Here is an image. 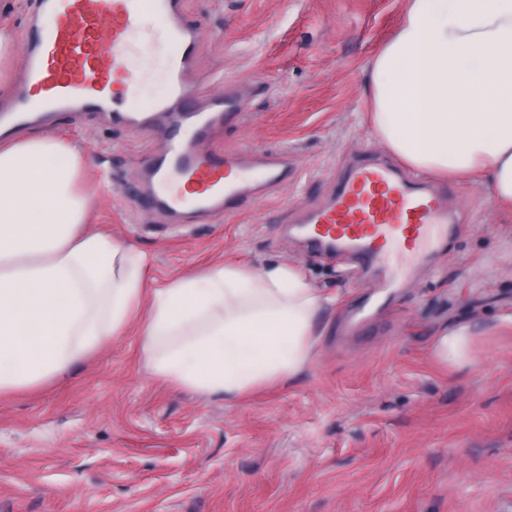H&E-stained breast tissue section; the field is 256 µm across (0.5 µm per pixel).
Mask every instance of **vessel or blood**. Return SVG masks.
Returning a JSON list of instances; mask_svg holds the SVG:
<instances>
[{"label": "vessel or blood", "instance_id": "b4317fda", "mask_svg": "<svg viewBox=\"0 0 512 512\" xmlns=\"http://www.w3.org/2000/svg\"><path fill=\"white\" fill-rule=\"evenodd\" d=\"M53 16L50 26H29L21 66L26 82L17 94L12 119L37 113L108 112L117 123L136 125L137 113L124 109L147 77L138 59L165 52L169 96L156 103L172 115L174 133L154 154L149 179L136 195L139 207L176 214L232 215L255 186L288 177V155L268 152L257 160L258 184L233 180L241 158L212 147L225 118L246 112L232 88L204 94L187 80L205 40L184 0H41ZM184 181L188 192L171 195L165 186ZM304 236L327 252L348 251L363 268L395 288L444 247L457 222L448 212V193L415 180L385 162L361 160L341 175L327 201L303 211Z\"/></svg>", "mask_w": 512, "mask_h": 512}]
</instances>
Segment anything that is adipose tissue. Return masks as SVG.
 Instances as JSON below:
<instances>
[{
    "label": "adipose tissue",
    "instance_id": "obj_1",
    "mask_svg": "<svg viewBox=\"0 0 512 512\" xmlns=\"http://www.w3.org/2000/svg\"><path fill=\"white\" fill-rule=\"evenodd\" d=\"M368 82L386 149L512 203V0H409ZM81 167L45 135L0 143V395L66 377L143 304L142 361L176 388L237 400L308 367L329 299L298 268L216 263L145 291V253L83 233Z\"/></svg>",
    "mask_w": 512,
    "mask_h": 512
}]
</instances>
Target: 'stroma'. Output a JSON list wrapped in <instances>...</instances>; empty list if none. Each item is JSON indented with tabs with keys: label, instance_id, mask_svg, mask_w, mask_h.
Segmentation results:
<instances>
[{
	"label": "stroma",
	"instance_id": "stroma-1",
	"mask_svg": "<svg viewBox=\"0 0 512 512\" xmlns=\"http://www.w3.org/2000/svg\"><path fill=\"white\" fill-rule=\"evenodd\" d=\"M408 0H185L207 36L195 70L238 83L248 119L224 149L283 150L288 183L238 214L181 223L135 207L167 113L165 61L130 106L50 117L40 133L80 147L86 229L145 252L146 288L216 262L296 265L335 297L318 355L292 382L241 401L151 376L140 321L49 381L0 395V512H512V211L483 181H448L471 221L404 286L380 296L348 254L289 232L354 158L385 156L366 121L367 64ZM467 327L465 359L434 340Z\"/></svg>",
	"mask_w": 512,
	"mask_h": 512
}]
</instances>
